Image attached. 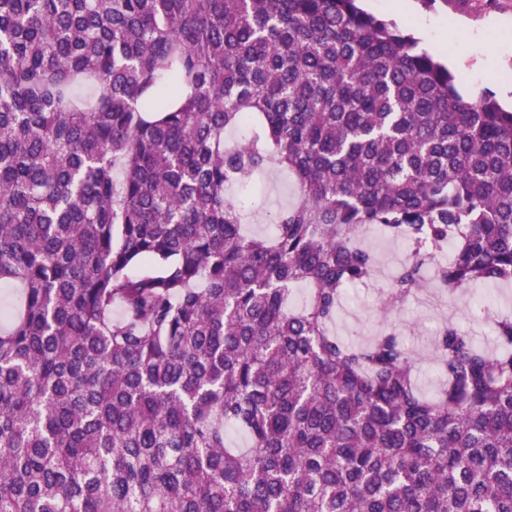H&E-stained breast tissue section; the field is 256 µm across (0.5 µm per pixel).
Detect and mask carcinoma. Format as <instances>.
<instances>
[{"label": "carcinoma", "instance_id": "1", "mask_svg": "<svg viewBox=\"0 0 512 512\" xmlns=\"http://www.w3.org/2000/svg\"><path fill=\"white\" fill-rule=\"evenodd\" d=\"M366 229L389 307L512 281V109L358 0H0V512H512V315L426 396L333 332ZM295 200V186L285 171L272 169L251 184L239 187L236 201L249 214L244 229L249 235L269 236L274 228L268 224L269 211H276Z\"/></svg>", "mask_w": 512, "mask_h": 512}]
</instances>
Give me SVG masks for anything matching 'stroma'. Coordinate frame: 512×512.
I'll list each match as a JSON object with an SVG mask.
<instances>
[{
	"mask_svg": "<svg viewBox=\"0 0 512 512\" xmlns=\"http://www.w3.org/2000/svg\"><path fill=\"white\" fill-rule=\"evenodd\" d=\"M363 6L377 16L395 20L424 48L441 44L438 57L458 76L465 92L488 88L501 103L512 104V0H436L430 9L415 5L409 18L394 16L386 0H364ZM236 200L248 214L246 233L266 237L273 231L267 222L269 212L294 202L295 186L285 171L275 168L239 188ZM361 241L378 259L376 274L370 282L348 289L337 312L335 331L347 339L365 340L384 328H395L412 342L418 355L421 387L432 390L438 377L431 351L436 330L451 322L481 337L490 333L491 326L470 317L473 293L469 290L451 294L433 287L393 309H382L391 277L409 253L400 242L370 231L362 234Z\"/></svg>",
	"mask_w": 512,
	"mask_h": 512,
	"instance_id": "stroma-1",
	"label": "stroma"
}]
</instances>
